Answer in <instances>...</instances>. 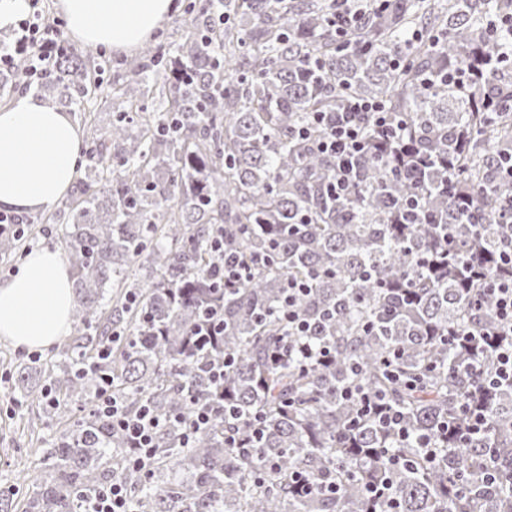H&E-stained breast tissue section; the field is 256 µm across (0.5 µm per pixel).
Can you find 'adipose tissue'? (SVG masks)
<instances>
[{
	"label": "adipose tissue",
	"mask_w": 512,
	"mask_h": 512,
	"mask_svg": "<svg viewBox=\"0 0 512 512\" xmlns=\"http://www.w3.org/2000/svg\"><path fill=\"white\" fill-rule=\"evenodd\" d=\"M72 35L129 53L172 14L176 0H59ZM82 138L76 123L35 94L0 107V210H53L76 176ZM74 305L61 255L33 251L22 272L0 285V339L47 348L65 336Z\"/></svg>",
	"instance_id": "1"
}]
</instances>
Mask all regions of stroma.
<instances>
[{"label":"stroma","instance_id":"35a3bbf8","mask_svg":"<svg viewBox=\"0 0 512 512\" xmlns=\"http://www.w3.org/2000/svg\"><path fill=\"white\" fill-rule=\"evenodd\" d=\"M130 59L127 53L112 54L110 71L102 76L94 95L85 104V111L94 113L99 126H110L115 117L112 82L124 73ZM64 233L65 225L60 220L28 225L20 240V253L0 254V284L20 272L29 251L43 247L64 251ZM56 354L53 346L27 351L0 339V496L9 500L10 512H24L35 478L45 469L47 450L62 430L83 414L78 404L66 401L56 410L47 411L41 385L25 391L17 384L19 363L36 367L54 360Z\"/></svg>","mask_w":512,"mask_h":512}]
</instances>
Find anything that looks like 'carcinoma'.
<instances>
[{"mask_svg": "<svg viewBox=\"0 0 512 512\" xmlns=\"http://www.w3.org/2000/svg\"><path fill=\"white\" fill-rule=\"evenodd\" d=\"M358 9L340 37L328 0H200L188 36L145 46L116 80L112 129L88 120L107 161L61 203L76 337L43 381L87 401L104 372L132 415L204 404L217 415L187 444L176 427L160 433L142 473L123 469L125 436L91 410L61 436L25 512H81L116 478L137 492L135 512H512V383L485 385L500 323L460 260L494 273L512 236L501 171L512 67L496 63L489 27L512 22V0ZM24 68L0 75L1 93L22 88ZM54 70V103L81 111L97 88L91 49L73 47ZM350 97L404 127L403 159L369 150L337 199L333 162L312 148L323 132H295ZM414 199L425 218L395 223L393 204ZM217 236L252 266L236 288L212 286ZM289 280L309 284L296 303L308 336L286 335L279 318ZM109 283L123 292L104 316ZM209 307L224 333L199 339ZM450 329L472 337L462 345ZM117 332L111 360L90 371ZM305 348L330 357L305 368ZM355 389L401 412L404 435L358 414L345 395ZM477 403L486 425L473 434ZM426 440L436 454L419 449ZM296 472L339 491L300 492ZM377 483L389 497L375 511Z\"/></svg>", "mask_w": 512, "mask_h": 512, "instance_id": "carcinoma-1", "label": "carcinoma"}]
</instances>
